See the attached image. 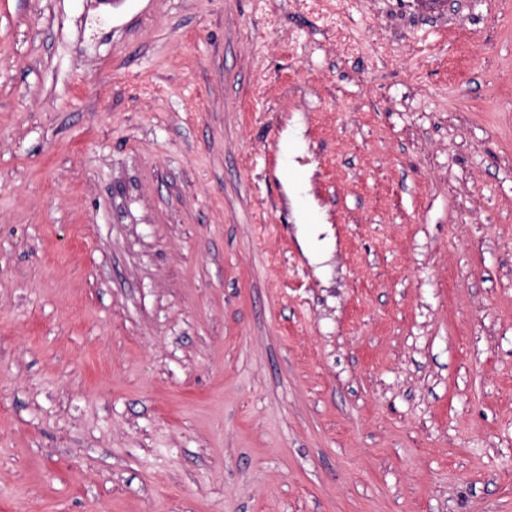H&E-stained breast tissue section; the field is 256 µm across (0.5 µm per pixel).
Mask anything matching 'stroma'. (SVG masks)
<instances>
[{
  "label": "stroma",
  "mask_w": 512,
  "mask_h": 512,
  "mask_svg": "<svg viewBox=\"0 0 512 512\" xmlns=\"http://www.w3.org/2000/svg\"><path fill=\"white\" fill-rule=\"evenodd\" d=\"M0 512H512V0H0Z\"/></svg>",
  "instance_id": "35a3bbf8"
}]
</instances>
